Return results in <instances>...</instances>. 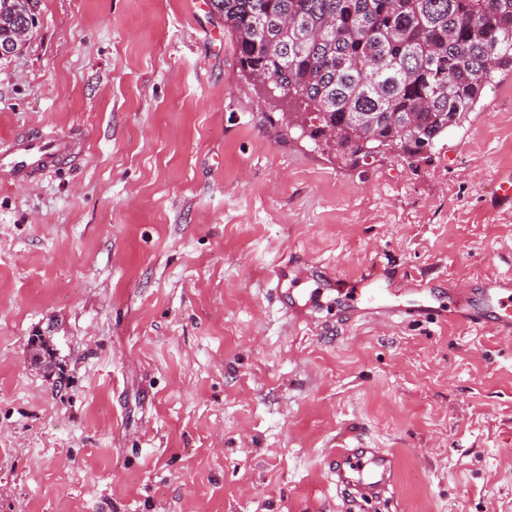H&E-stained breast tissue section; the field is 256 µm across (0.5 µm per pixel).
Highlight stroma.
Returning <instances> with one entry per match:
<instances>
[{"instance_id":"stroma-1","label":"stroma","mask_w":512,"mask_h":512,"mask_svg":"<svg viewBox=\"0 0 512 512\" xmlns=\"http://www.w3.org/2000/svg\"><path fill=\"white\" fill-rule=\"evenodd\" d=\"M239 69L194 0H38L0 61V141L80 144L0 169V512H512V338L332 285L512 272V75L431 161L353 165ZM354 434L395 484L352 509L329 464ZM11 4L15 6L16 13L22 12L27 16H36V3L35 0H10ZM21 15L16 21L15 35L16 39L0 42V59L12 57L20 52L32 36L33 30L36 27L37 20L32 21L31 18ZM72 154V141L62 135H43L20 145L1 141L0 168H9L17 181H30L61 158ZM384 272L378 268L370 267L359 275L351 277V285L354 288H343L341 291H346L349 295V300L355 304H365L366 307L362 308L367 312H374L383 309V316L385 319L383 324L391 323L394 319H404L409 312L398 306H377V301L388 290L385 283L382 281Z\"/></svg>"}]
</instances>
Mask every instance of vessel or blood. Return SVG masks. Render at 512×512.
<instances>
[{"label":"vessel or blood","mask_w":512,"mask_h":512,"mask_svg":"<svg viewBox=\"0 0 512 512\" xmlns=\"http://www.w3.org/2000/svg\"><path fill=\"white\" fill-rule=\"evenodd\" d=\"M71 152V140L62 135H43L22 144L4 141L0 143V168L9 169L15 180L29 181ZM386 291L382 270L371 267L352 277L348 295L353 303L365 305L367 311H382L386 322L404 318L406 309L378 307L377 301ZM448 314L476 328L493 325L498 334L511 336L512 273L486 278L478 301L451 303ZM332 472L337 492L354 500L382 496L394 485L391 454L360 443L339 445L332 458Z\"/></svg>","instance_id":"b4317fda"}]
</instances>
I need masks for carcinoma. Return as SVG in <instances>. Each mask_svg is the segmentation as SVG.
<instances>
[{
    "mask_svg": "<svg viewBox=\"0 0 512 512\" xmlns=\"http://www.w3.org/2000/svg\"><path fill=\"white\" fill-rule=\"evenodd\" d=\"M242 72L288 90L309 138L357 161L383 144L409 163L512 74V0H210Z\"/></svg>",
    "mask_w": 512,
    "mask_h": 512,
    "instance_id": "cac0c4a2",
    "label": "carcinoma"
}]
</instances>
